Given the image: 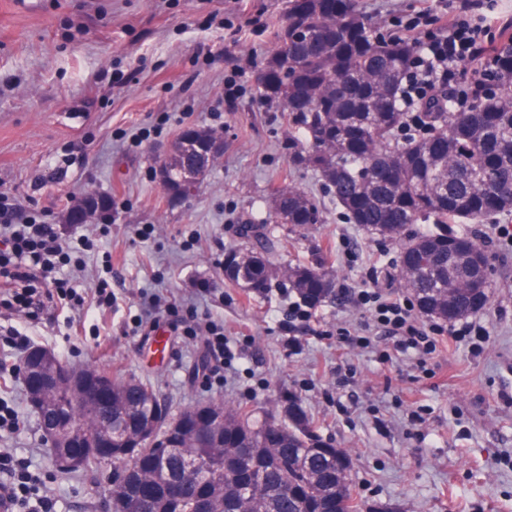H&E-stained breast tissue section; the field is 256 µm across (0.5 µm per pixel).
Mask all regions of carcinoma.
I'll list each match as a JSON object with an SVG mask.
<instances>
[{
  "instance_id": "carcinoma-1",
  "label": "carcinoma",
  "mask_w": 512,
  "mask_h": 512,
  "mask_svg": "<svg viewBox=\"0 0 512 512\" xmlns=\"http://www.w3.org/2000/svg\"><path fill=\"white\" fill-rule=\"evenodd\" d=\"M448 38L393 37L374 28L358 0H294L278 46L259 66L260 99L288 113L294 161L316 172L347 220L383 239L401 240V227L434 224L401 245L400 280L423 315L453 322L483 310L492 284L463 274L467 252H486L473 236L450 224H485L512 213V104L506 97L469 93L465 103L448 85ZM500 83L512 95V36L487 59L475 81ZM197 128L164 164L173 176L199 161ZM390 170L391 180L379 172ZM274 223L314 227L323 223L319 202L289 187L271 201ZM243 243L229 252L243 257L244 277L229 283L256 297L275 287L268 228L241 220ZM282 286L305 306L333 296L325 261L288 265ZM90 370L112 381V404L70 405L69 417L94 431H112V461L87 453L78 461L49 448L66 476L112 480L121 512H176L193 503L198 512H385L353 492L346 451L311 440L312 421L295 395L263 419L243 406L217 405L222 430L237 442L217 448L195 439L171 448L155 464L147 448L120 454L129 433L151 424L166 399L150 383Z\"/></svg>"
}]
</instances>
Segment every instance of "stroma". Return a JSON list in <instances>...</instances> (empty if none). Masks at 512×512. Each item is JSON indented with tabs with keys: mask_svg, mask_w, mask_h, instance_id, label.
<instances>
[{
	"mask_svg": "<svg viewBox=\"0 0 512 512\" xmlns=\"http://www.w3.org/2000/svg\"><path fill=\"white\" fill-rule=\"evenodd\" d=\"M359 4L385 28L427 15L421 37L449 14V0ZM287 10L288 0H0V195L71 245L77 201H112L111 219L88 227L99 242L83 256L79 302L36 319L0 307V369L39 346L150 382L176 412L218 396L269 411L295 394L320 437L350 451L366 503L512 512V240L473 228L492 257L490 302L471 317L487 336L481 353L449 336L424 357L377 337L366 349L342 340L370 336L357 301L367 269L405 297L400 246L345 220L320 176L290 160L287 116L259 101L258 65ZM189 128L223 131L224 157L177 203L154 172ZM289 186L319 201L324 222L306 233L276 225L279 260L326 258L335 283V299L306 313L292 292L249 296L220 268L241 217L265 220ZM103 277L108 307L95 292ZM193 315L224 330L223 376L202 369L204 340L185 327ZM0 399L19 414L16 431H0V455L29 465L56 512H97L103 487L57 474L22 381Z\"/></svg>",
	"mask_w": 512,
	"mask_h": 512,
	"instance_id": "35a3bbf8",
	"label": "stroma"
}]
</instances>
